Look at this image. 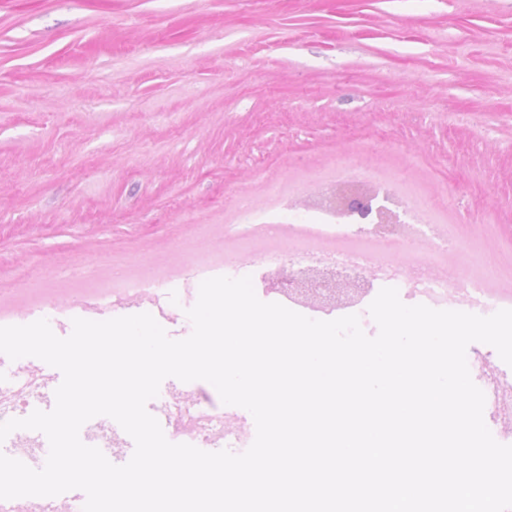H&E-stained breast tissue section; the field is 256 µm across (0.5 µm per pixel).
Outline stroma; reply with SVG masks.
<instances>
[{"label":"stroma","mask_w":512,"mask_h":512,"mask_svg":"<svg viewBox=\"0 0 512 512\" xmlns=\"http://www.w3.org/2000/svg\"><path fill=\"white\" fill-rule=\"evenodd\" d=\"M389 184L512 297V0H0V318Z\"/></svg>","instance_id":"1"}]
</instances>
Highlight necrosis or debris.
<instances>
[{
	"label": "necrosis or debris",
	"mask_w": 512,
	"mask_h": 512,
	"mask_svg": "<svg viewBox=\"0 0 512 512\" xmlns=\"http://www.w3.org/2000/svg\"><path fill=\"white\" fill-rule=\"evenodd\" d=\"M306 212L308 222L304 226V237L300 243L285 249L275 247L261 251L248 250L236 259H203L183 273L185 286L194 287L219 266L227 277H251L260 286V295L274 296L289 309L317 317L321 314L320 309L299 298L289 287L270 290L265 288L264 282L272 274L287 280L307 269L327 268L348 274L368 275L370 282L395 287L404 292L407 298L436 308L463 304L486 315L494 314L501 308L500 296L464 276L458 268L450 267L442 272L426 263L406 267L375 254L369 246L373 240L390 244L413 233L426 247L441 251L448 247V236L437 225L398 224L392 230L385 231L380 225L368 224L363 234L359 235L353 230V217L330 209L319 197L311 198ZM326 240L334 241V248H323L322 243ZM162 285L159 279L128 284L112 281L88 289L86 298L91 301L97 297H114L123 303L130 301L148 308L159 296ZM158 397L162 403L175 409L179 422L176 437L192 441L200 447H208L219 441L237 453L249 448L252 431L247 410L239 407L224 411L201 404L194 395L176 396L162 391Z\"/></svg>",
	"instance_id": "obj_1"
}]
</instances>
